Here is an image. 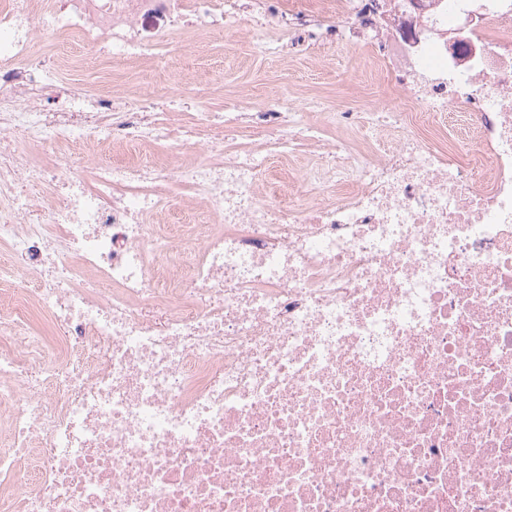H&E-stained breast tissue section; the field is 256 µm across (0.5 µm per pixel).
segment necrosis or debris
Masks as SVG:
<instances>
[{
	"label": "necrosis or debris",
	"instance_id": "necrosis-or-debris-1",
	"mask_svg": "<svg viewBox=\"0 0 512 512\" xmlns=\"http://www.w3.org/2000/svg\"><path fill=\"white\" fill-rule=\"evenodd\" d=\"M325 20L393 111L63 80ZM0 247V512H512V0H0Z\"/></svg>",
	"mask_w": 512,
	"mask_h": 512
}]
</instances>
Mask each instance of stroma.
Here are the masks:
<instances>
[{"mask_svg":"<svg viewBox=\"0 0 512 512\" xmlns=\"http://www.w3.org/2000/svg\"><path fill=\"white\" fill-rule=\"evenodd\" d=\"M252 31H213L198 44L178 49L168 57L165 76L183 84L188 94L209 89L204 103L219 109L225 97L243 95L262 99L268 109L278 102L317 97L325 109L368 112L389 108L383 80H371L362 63V51L346 41H310L301 57L263 58L250 49Z\"/></svg>","mask_w":512,"mask_h":512,"instance_id":"35a3bbf8","label":"stroma"}]
</instances>
